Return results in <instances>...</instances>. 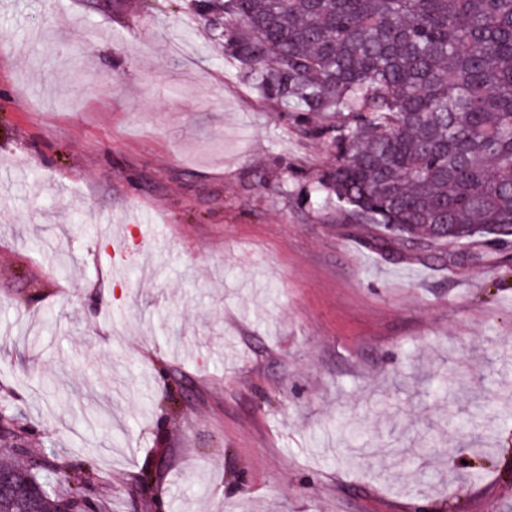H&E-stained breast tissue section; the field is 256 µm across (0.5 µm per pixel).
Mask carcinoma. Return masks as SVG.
<instances>
[{
    "instance_id": "obj_1",
    "label": "carcinoma",
    "mask_w": 512,
    "mask_h": 512,
    "mask_svg": "<svg viewBox=\"0 0 512 512\" xmlns=\"http://www.w3.org/2000/svg\"><path fill=\"white\" fill-rule=\"evenodd\" d=\"M303 138L336 164L315 192L369 248L415 258L512 242V0H192ZM0 442L25 425L0 407ZM0 512H80L93 466L27 456L1 465Z\"/></svg>"
}]
</instances>
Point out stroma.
Wrapping results in <instances>:
<instances>
[{
	"label": "stroma",
	"instance_id": "stroma-1",
	"mask_svg": "<svg viewBox=\"0 0 512 512\" xmlns=\"http://www.w3.org/2000/svg\"><path fill=\"white\" fill-rule=\"evenodd\" d=\"M122 2L0 0V406L28 451L94 459L95 512H512V424H483L512 416V263L372 251L308 199L327 142L187 0Z\"/></svg>",
	"mask_w": 512,
	"mask_h": 512
}]
</instances>
